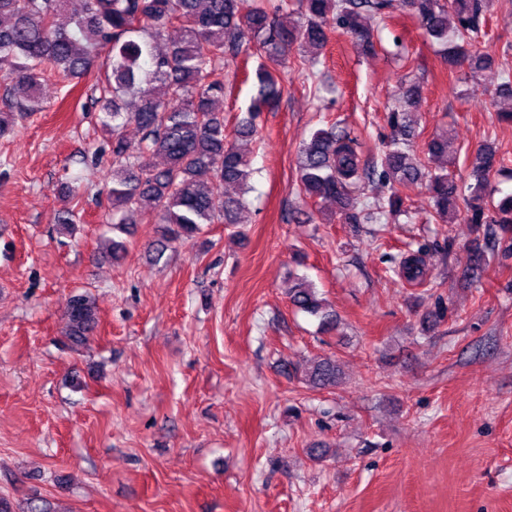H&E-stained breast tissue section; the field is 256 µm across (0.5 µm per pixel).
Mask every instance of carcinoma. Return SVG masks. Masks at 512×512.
Returning <instances> with one entry per match:
<instances>
[{
  "label": "carcinoma",
  "instance_id": "1",
  "mask_svg": "<svg viewBox=\"0 0 512 512\" xmlns=\"http://www.w3.org/2000/svg\"><path fill=\"white\" fill-rule=\"evenodd\" d=\"M394 1L450 65H486L468 46L481 36L489 0L446 5L441 0H300L296 24L266 7L242 15L238 0H0V78L6 81L0 137L17 121L43 111L47 70L72 80L97 72L86 98L111 134L106 224L112 233L128 235L134 215L154 217L163 231L148 252L158 263L172 242L194 237L204 224L242 223L247 210L242 194L250 189L252 169L238 141L258 138L257 117L278 107L281 70L288 69L296 48L321 51L338 31L371 49ZM247 40L256 43L267 63L255 70L250 107L229 135L217 107L224 99V58L238 56ZM418 93L419 86L411 85L402 105L389 112L391 144L372 166L361 159L350 131L332 124L313 132L297 158L299 194L313 202L334 200L342 222L357 224L365 205L354 188L379 166L391 193L376 210L401 212L400 188L423 177L413 154L409 112ZM129 123L141 133L135 144L123 135ZM425 149L430 156L447 153L448 135L432 136ZM500 167L496 150L486 144L472 165V183L460 185L440 172L429 175L428 186L438 215H448L461 201L467 223L488 225L492 243L512 252V194L492 209L486 204ZM219 185L236 186L240 193L219 192ZM393 271L409 282H424L425 249L408 250L394 260ZM293 281L291 303L319 318L323 330L336 329V316L316 288L300 277ZM65 319L66 341L87 345L99 324L94 300L72 296ZM338 376L331 359L312 363L307 372L318 389L335 386Z\"/></svg>",
  "mask_w": 512,
  "mask_h": 512
}]
</instances>
